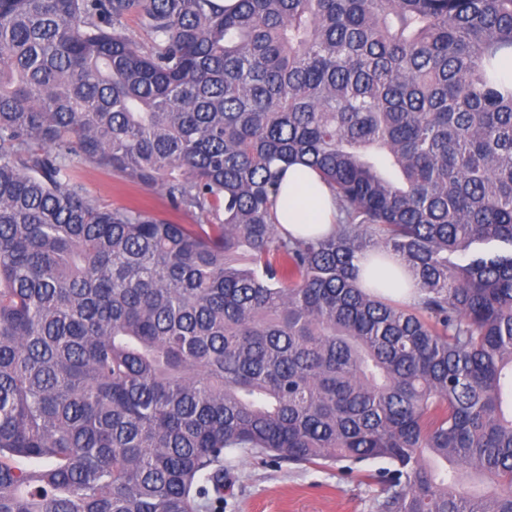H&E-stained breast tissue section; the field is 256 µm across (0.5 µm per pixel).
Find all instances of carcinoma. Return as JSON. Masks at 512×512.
<instances>
[{"label":"carcinoma","mask_w":512,"mask_h":512,"mask_svg":"<svg viewBox=\"0 0 512 512\" xmlns=\"http://www.w3.org/2000/svg\"><path fill=\"white\" fill-rule=\"evenodd\" d=\"M509 50L512 0H0V512H220L227 449L512 512ZM296 161L326 235L277 224ZM78 174L87 192L102 206L123 208L139 206L174 224H197L193 211H174L159 188H148L129 181L111 168L79 162Z\"/></svg>","instance_id":"carcinoma-1"}]
</instances>
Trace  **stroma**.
I'll return each instance as SVG.
<instances>
[{
	"instance_id": "stroma-1",
	"label": "stroma",
	"mask_w": 512,
	"mask_h": 512,
	"mask_svg": "<svg viewBox=\"0 0 512 512\" xmlns=\"http://www.w3.org/2000/svg\"><path fill=\"white\" fill-rule=\"evenodd\" d=\"M78 174L101 205L139 206L176 224L197 221L195 212L172 210L160 189L129 181L112 169L83 162ZM224 470V512H375L377 485L339 463L297 467L229 450Z\"/></svg>"
}]
</instances>
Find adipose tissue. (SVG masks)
I'll list each match as a JSON object with an SVG mask.
<instances>
[{
  "label": "adipose tissue",
  "mask_w": 512,
  "mask_h": 512,
  "mask_svg": "<svg viewBox=\"0 0 512 512\" xmlns=\"http://www.w3.org/2000/svg\"><path fill=\"white\" fill-rule=\"evenodd\" d=\"M277 221L299 237L328 232L336 222V204L328 185L302 163L287 168L276 207Z\"/></svg>",
  "instance_id": "adipose-tissue-1"
}]
</instances>
